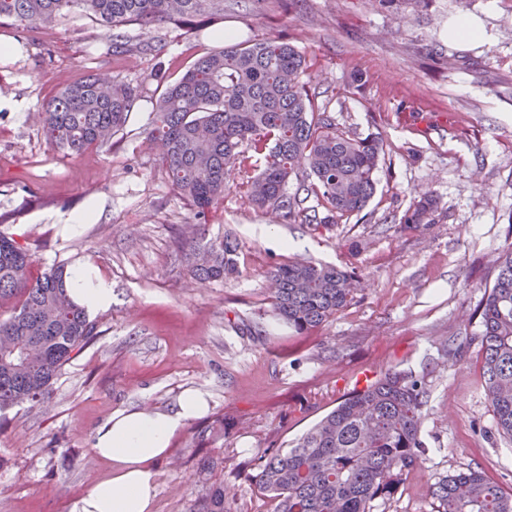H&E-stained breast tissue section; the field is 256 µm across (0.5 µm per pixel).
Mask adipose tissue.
Returning <instances> with one entry per match:
<instances>
[{
	"instance_id": "adipose-tissue-1",
	"label": "adipose tissue",
	"mask_w": 512,
	"mask_h": 512,
	"mask_svg": "<svg viewBox=\"0 0 512 512\" xmlns=\"http://www.w3.org/2000/svg\"><path fill=\"white\" fill-rule=\"evenodd\" d=\"M68 283L73 301L87 311L111 306V284L92 276L88 262L73 263ZM207 408L203 393L188 391L169 412L131 410L114 414L98 430L94 443L97 455L110 463L112 473L77 499L71 512H150L156 496L157 460L166 455L171 438Z\"/></svg>"
}]
</instances>
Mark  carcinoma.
<instances>
[{
	"label": "carcinoma",
	"instance_id": "obj_1",
	"mask_svg": "<svg viewBox=\"0 0 512 512\" xmlns=\"http://www.w3.org/2000/svg\"><path fill=\"white\" fill-rule=\"evenodd\" d=\"M74 9L112 31L108 51L129 52L123 27L175 22L191 28L224 18V0H0V19L26 29L52 25ZM306 58L292 44L261 39L227 42L198 57L178 78L165 80L155 110L159 162L177 194L206 218L224 198L226 176L237 169L255 206L288 221L334 224L362 212L376 191L382 141L357 137L312 101ZM136 90L115 76L87 74L60 85L42 107L47 141L71 155L107 145L125 125ZM263 156L249 175L242 147ZM299 181L289 195L288 183ZM312 199L316 205L303 207ZM325 216H319L318 208ZM437 210L421 198L406 224H428ZM239 243L216 237L190 245L189 262L201 283L239 273ZM33 257L14 237L0 232V411L38 404L73 355L96 336L86 310L68 293L59 265L32 281ZM497 276L479 305L484 394L497 431L512 440V243L496 260ZM268 290L279 320L298 333L315 330L353 299L351 273L328 263L293 260L269 272ZM424 377L392 372L354 391L285 451L258 458L252 482L271 498L275 512H375L393 497L428 453L421 439L425 418ZM224 440L217 417L192 436L196 448ZM437 512H512L506 495L483 472L466 469L432 485ZM197 512H224V487L203 485Z\"/></svg>",
	"mask_w": 512,
	"mask_h": 512
}]
</instances>
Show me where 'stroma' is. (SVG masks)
Segmentation results:
<instances>
[{
	"label": "stroma",
	"mask_w": 512,
	"mask_h": 512,
	"mask_svg": "<svg viewBox=\"0 0 512 512\" xmlns=\"http://www.w3.org/2000/svg\"><path fill=\"white\" fill-rule=\"evenodd\" d=\"M459 23L474 37L456 35ZM130 34L163 38L165 53L112 56L111 31L78 10L36 32L0 19V230L30 250L31 278L82 259L112 284L111 306L91 316L96 339L44 401L0 413V512H69L108 473L93 443L112 415L168 412L189 390L209 409L157 462L153 512H195L205 479L223 484L225 512H274L246 478L252 460L287 449L361 379L390 371L426 377L428 455L386 512H435L431 484L469 468L512 494V439L484 395L473 316L512 242V0H224L223 19L197 32L164 23ZM228 37L296 46L316 104L341 130L382 139L360 214L286 223L254 206L233 171L201 222L173 190L151 136L163 90L154 74L182 73ZM89 71L127 78L138 97L111 145L69 156L38 113ZM425 192L433 223H405ZM90 209V223L69 225ZM223 235L240 243L239 276L196 283L189 240ZM295 258L345 268L365 288L322 328L296 332L274 318L267 281ZM219 416L223 447H193V432ZM205 457L220 461L207 475Z\"/></svg>",
	"instance_id": "obj_1"
}]
</instances>
